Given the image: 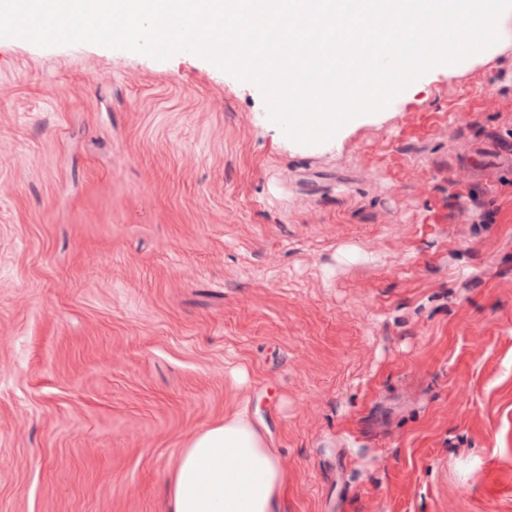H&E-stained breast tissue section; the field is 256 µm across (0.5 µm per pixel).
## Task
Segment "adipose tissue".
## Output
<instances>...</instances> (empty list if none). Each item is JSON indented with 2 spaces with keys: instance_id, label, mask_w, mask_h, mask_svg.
<instances>
[{
  "instance_id": "adipose-tissue-1",
  "label": "adipose tissue",
  "mask_w": 512,
  "mask_h": 512,
  "mask_svg": "<svg viewBox=\"0 0 512 512\" xmlns=\"http://www.w3.org/2000/svg\"><path fill=\"white\" fill-rule=\"evenodd\" d=\"M285 474L248 407L197 434L167 481L169 512H282Z\"/></svg>"
}]
</instances>
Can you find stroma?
<instances>
[{
    "label": "stroma",
    "instance_id": "obj_1",
    "mask_svg": "<svg viewBox=\"0 0 512 512\" xmlns=\"http://www.w3.org/2000/svg\"><path fill=\"white\" fill-rule=\"evenodd\" d=\"M387 109L0 39V512H168L245 402L284 512H512V43Z\"/></svg>",
    "mask_w": 512,
    "mask_h": 512
}]
</instances>
